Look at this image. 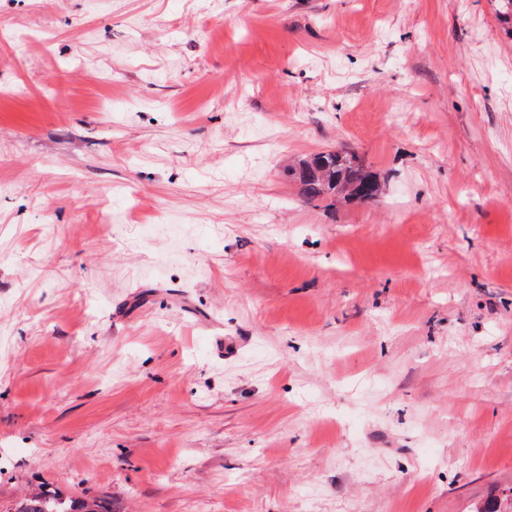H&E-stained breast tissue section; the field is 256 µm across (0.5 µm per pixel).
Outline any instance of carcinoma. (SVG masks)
Listing matches in <instances>:
<instances>
[{"label":"carcinoma","instance_id":"carcinoma-1","mask_svg":"<svg viewBox=\"0 0 512 512\" xmlns=\"http://www.w3.org/2000/svg\"><path fill=\"white\" fill-rule=\"evenodd\" d=\"M302 193L312 200L325 193L352 197L379 189L377 180L353 164L350 158L333 151L313 154L294 171ZM12 512H114L112 499L95 496L79 500L65 499L54 489L40 487L21 497Z\"/></svg>","mask_w":512,"mask_h":512}]
</instances>
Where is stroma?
Wrapping results in <instances>:
<instances>
[{
	"mask_svg": "<svg viewBox=\"0 0 512 512\" xmlns=\"http://www.w3.org/2000/svg\"><path fill=\"white\" fill-rule=\"evenodd\" d=\"M498 8L0 0V512H512ZM293 174L301 185L302 193L310 200L325 193H347L345 196L353 197L379 191L375 177L363 172L347 156L333 151L313 154L300 163ZM12 512H115L112 499L95 496L79 500L65 499L54 489L39 487L21 497Z\"/></svg>",
	"mask_w": 512,
	"mask_h": 512,
	"instance_id": "1",
	"label": "stroma"
}]
</instances>
